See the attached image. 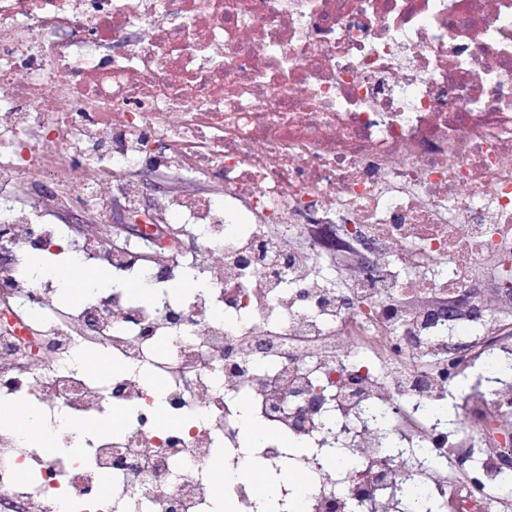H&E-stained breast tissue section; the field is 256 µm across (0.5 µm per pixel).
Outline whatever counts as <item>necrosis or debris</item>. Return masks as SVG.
<instances>
[{
	"mask_svg": "<svg viewBox=\"0 0 512 512\" xmlns=\"http://www.w3.org/2000/svg\"><path fill=\"white\" fill-rule=\"evenodd\" d=\"M138 171L224 189L201 207L176 186L157 198L153 223L178 217L194 242L149 267L99 231L111 197L142 206ZM238 201L255 217L243 233L227 227ZM68 210L84 266L198 268L204 288L58 308L54 279L24 267ZM1 242L22 314L0 311V397H34L63 450L1 427L0 512H208L218 448L236 512H257L237 470L245 404L271 423L262 460L329 436L350 459L329 471L307 455L299 512H409L418 486L454 512H512L497 451L481 452L479 486L453 477L455 449L512 421V377L469 391L456 426L424 414L452 396L436 367L450 329L497 306L493 262L512 257V0H0ZM326 245L364 254L337 288L318 274ZM447 290L471 302L446 322ZM348 340L365 361L344 360ZM101 351L120 365L102 382L81 366ZM115 410L121 431L79 430Z\"/></svg>",
	"mask_w": 512,
	"mask_h": 512,
	"instance_id": "1",
	"label": "necrosis or debris"
}]
</instances>
